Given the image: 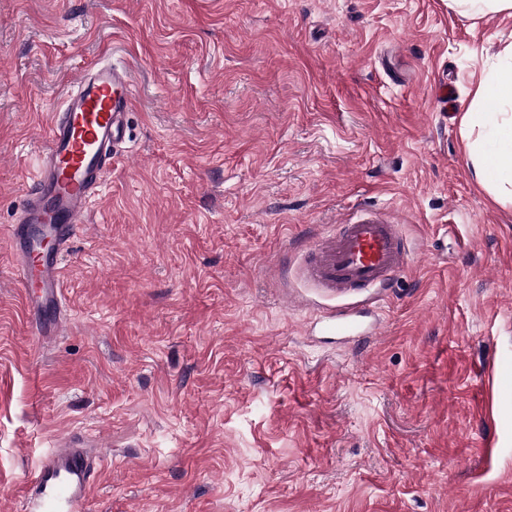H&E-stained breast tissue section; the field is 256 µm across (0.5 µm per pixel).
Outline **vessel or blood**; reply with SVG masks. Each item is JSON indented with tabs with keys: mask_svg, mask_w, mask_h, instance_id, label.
<instances>
[{
	"mask_svg": "<svg viewBox=\"0 0 512 512\" xmlns=\"http://www.w3.org/2000/svg\"><path fill=\"white\" fill-rule=\"evenodd\" d=\"M132 103L128 69L101 62L77 75L52 118L24 205L8 233L16 281L37 335H54L62 326L60 257L126 138ZM413 259L396 223L369 212L335 226L308 253L306 271L318 287L346 296L387 287ZM324 330L347 341L376 335L379 324L342 312L329 318ZM100 465V457L80 444L51 452L30 476L25 512H81Z\"/></svg>",
	"mask_w": 512,
	"mask_h": 512,
	"instance_id": "vessel-or-blood-1",
	"label": "vessel or blood"
}]
</instances>
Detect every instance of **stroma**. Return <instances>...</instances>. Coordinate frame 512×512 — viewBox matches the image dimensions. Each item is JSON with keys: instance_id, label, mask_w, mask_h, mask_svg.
Listing matches in <instances>:
<instances>
[{"instance_id": "stroma-1", "label": "stroma", "mask_w": 512, "mask_h": 512, "mask_svg": "<svg viewBox=\"0 0 512 512\" xmlns=\"http://www.w3.org/2000/svg\"><path fill=\"white\" fill-rule=\"evenodd\" d=\"M512 15L448 0H0V512L82 438V512H512V206L462 118ZM124 61L125 142L35 335L7 228L78 72ZM377 208L393 288L302 279ZM348 305L378 335L327 342Z\"/></svg>"}]
</instances>
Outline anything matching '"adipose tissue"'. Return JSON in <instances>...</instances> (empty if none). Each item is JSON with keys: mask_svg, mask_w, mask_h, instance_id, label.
Wrapping results in <instances>:
<instances>
[{"mask_svg": "<svg viewBox=\"0 0 512 512\" xmlns=\"http://www.w3.org/2000/svg\"><path fill=\"white\" fill-rule=\"evenodd\" d=\"M463 124L475 180L497 203L512 205V44L482 75Z\"/></svg>", "mask_w": 512, "mask_h": 512, "instance_id": "ef3b65f1", "label": "adipose tissue"}]
</instances>
